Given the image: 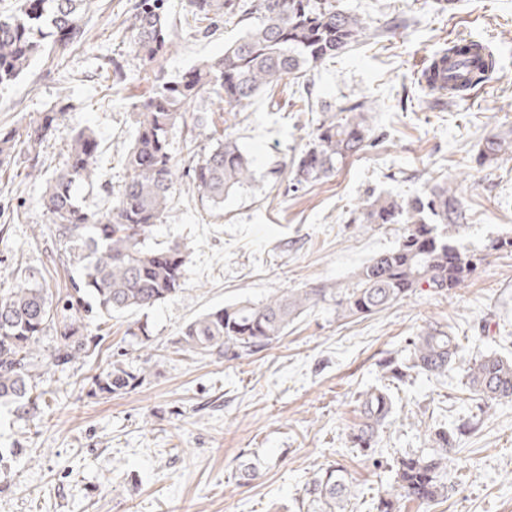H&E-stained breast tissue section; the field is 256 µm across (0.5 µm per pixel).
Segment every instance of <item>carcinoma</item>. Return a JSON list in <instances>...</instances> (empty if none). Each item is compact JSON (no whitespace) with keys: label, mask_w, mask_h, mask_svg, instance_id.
<instances>
[{"label":"carcinoma","mask_w":512,"mask_h":512,"mask_svg":"<svg viewBox=\"0 0 512 512\" xmlns=\"http://www.w3.org/2000/svg\"><path fill=\"white\" fill-rule=\"evenodd\" d=\"M95 0H20L10 15L0 16V86L15 81L46 48L62 56L80 49L87 37V21ZM167 0H134L132 41L137 56L152 65L168 55L174 39L166 10ZM189 13L200 28L213 26L226 15L259 16L220 57L203 60L179 79L159 85L138 105L139 127L126 155L127 178L112 206L89 212L75 201L74 187L99 180L100 143L85 128L73 138L62 168L48 181L41 197L50 230L80 265L81 278L65 294L53 295L42 285L27 282L0 291V406L19 415L35 414L47 391H37L32 374V352L47 328L59 334L48 364L64 368L93 355L104 337L90 330L89 313L102 322L130 311L152 308L176 295L185 282L186 257L179 245L153 248L147 241L162 222L174 195L189 190L214 206L253 178V160L237 140L225 136L186 170L179 181L178 163L169 150L173 131L184 123L197 96L212 93L231 109H242L263 90L284 78L314 69L347 52L368 36L367 22L345 9L339 0H188ZM466 68V82L454 86L456 96L476 86L493 72L494 61L470 45L453 44L435 55L430 91L448 96V59ZM102 76L119 84L122 67L103 59ZM67 110L59 103L39 113L23 133H0V161L17 145L38 167L40 147ZM345 117L324 120L314 129L312 143L298 160L297 183L327 179L358 155L369 140L373 111L366 100L339 108ZM512 153V137L485 139L477 155L483 166ZM467 220L462 199L453 183L432 179L422 194L407 201L379 195L361 208L354 223L402 224L397 245L364 262L343 290L324 284L315 288L274 292L260 304L240 301L211 310L188 322L177 340L179 350L194 356L237 359L259 353L288 333L305 311L332 298L343 317L380 312L419 293L443 294L461 285L485 260L482 253L460 249L452 232ZM465 363L466 385L472 396L490 407L512 400V359L488 353L464 361L457 337L430 325L413 342L404 359L378 363L383 376L402 382L411 373L441 375L448 367ZM144 380L143 372L112 364L91 378L93 395L126 393ZM394 405L383 388H372L356 400L358 422L349 432L353 447L368 453ZM471 419L450 430L439 427L426 434L433 452L393 459V482L378 497L376 512H401L404 503H429L448 492V458L455 438L474 430ZM306 494L322 505L321 512H342L352 496L343 470L329 466L317 473Z\"/></svg>","instance_id":"cac0c4a2"}]
</instances>
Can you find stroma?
Instances as JSON below:
<instances>
[{
	"mask_svg": "<svg viewBox=\"0 0 512 512\" xmlns=\"http://www.w3.org/2000/svg\"><path fill=\"white\" fill-rule=\"evenodd\" d=\"M342 4L365 18L369 38L303 79H284L242 111L207 93L192 104L170 144L181 168L228 133L254 158V179L219 208L186 193L174 197L152 242L180 245L187 257L175 296L103 324L99 351L63 370L47 364L55 331L41 336L33 363L47 381L44 403L25 418L0 408V448L23 451L0 471V512H320L305 488L331 465L343 468L353 487L346 512H374L394 457L427 447L417 424L447 427L479 413L457 365L444 376L392 385L398 414L380 432L373 457L348 438L358 395L381 380L378 362L407 355L428 324L458 336L465 358L492 350L512 356V249L488 248L512 237V156L492 168L476 161L486 137L512 130V0H455L451 8L444 0ZM129 7L130 0H96L88 42L67 63L42 54L0 89L4 133L23 131L58 101L69 105L42 146L40 174L28 175L20 150L0 162V289L27 279L63 292L80 278L41 204L46 176L62 166L73 136L88 127L100 141L101 177L78 198L85 209L103 211L127 175L136 104L159 83L222 56L246 29L233 16L213 34L191 32L187 0H168L177 49L147 66L131 44ZM463 39L485 44L495 70L474 99L437 107L420 82L421 65ZM104 56L123 65L121 84L101 78ZM362 96L376 105L367 147L334 177L296 183L292 166L315 124ZM436 172L459 184L467 221L456 239L489 251L461 287L350 318L325 302L254 356L177 352L181 328L212 309L259 303L277 290L348 283L400 236L394 224L358 229V203L382 193L419 194ZM137 320L147 324L150 346L127 336ZM113 362L144 370L143 384L124 395L89 396L92 375ZM482 416L448 461L447 494L405 503L401 512H512V402ZM243 459L259 470L247 484L237 478Z\"/></svg>",
	"mask_w": 512,
	"mask_h": 512,
	"instance_id": "obj_1",
	"label": "stroma"
}]
</instances>
